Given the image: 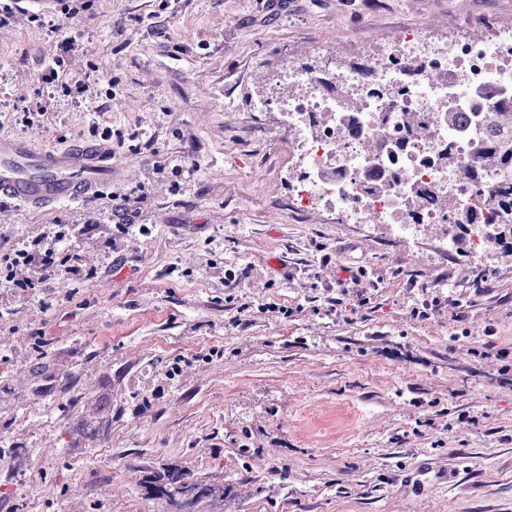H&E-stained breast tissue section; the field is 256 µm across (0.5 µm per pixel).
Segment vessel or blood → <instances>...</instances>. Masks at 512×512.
Here are the masks:
<instances>
[{
    "label": "vessel or blood",
    "mask_w": 512,
    "mask_h": 512,
    "mask_svg": "<svg viewBox=\"0 0 512 512\" xmlns=\"http://www.w3.org/2000/svg\"><path fill=\"white\" fill-rule=\"evenodd\" d=\"M116 166L108 138L62 149L0 133V198L26 210L53 211L103 194Z\"/></svg>",
    "instance_id": "1"
}]
</instances>
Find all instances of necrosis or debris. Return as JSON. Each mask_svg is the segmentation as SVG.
<instances>
[{
	"label": "necrosis or debris",
	"instance_id": "1",
	"mask_svg": "<svg viewBox=\"0 0 512 512\" xmlns=\"http://www.w3.org/2000/svg\"><path fill=\"white\" fill-rule=\"evenodd\" d=\"M487 25L493 31L489 40L463 33L441 39L423 28L405 30L365 68L290 67L286 81L307 89L288 101V125L305 160L292 186L296 208L324 205L344 224H394L407 240L414 225L453 223V213L435 202L445 193L463 210L476 212L481 223H498L490 193L512 183V172L483 170L475 186L454 175L456 167L475 165L483 147L464 133V126L476 111L489 112L512 100V25L493 19ZM408 112L430 124V138L405 132L402 117ZM452 112L458 117L455 131L446 124ZM326 114L333 120L324 125L320 119ZM381 125L391 136L368 152ZM444 152L451 164L440 161ZM394 173L399 182L375 192V184ZM417 190L432 196L418 212L409 205Z\"/></svg>",
	"mask_w": 512,
	"mask_h": 512
}]
</instances>
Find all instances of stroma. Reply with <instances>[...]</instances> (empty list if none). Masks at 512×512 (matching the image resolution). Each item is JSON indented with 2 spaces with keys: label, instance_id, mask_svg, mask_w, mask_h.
<instances>
[{
  "label": "stroma",
  "instance_id": "35a3bbf8",
  "mask_svg": "<svg viewBox=\"0 0 512 512\" xmlns=\"http://www.w3.org/2000/svg\"><path fill=\"white\" fill-rule=\"evenodd\" d=\"M94 11L0 26V133L61 148L108 128L120 164L89 204L0 203V255L76 224L82 264L25 292L0 286V431L28 450L0 457V512H176L144 487L174 465L224 490L190 512H512V257L448 252L444 224L406 242L391 224L292 210L303 160L281 109L296 62L359 63L413 27L482 36L484 16L512 21V0ZM63 35L77 44L68 80L99 96L43 82ZM40 95L53 112L14 124ZM259 97L273 106L257 111ZM166 161L189 174L158 173ZM269 302L291 315L261 312ZM106 415L103 453L84 427ZM22 483L24 499L8 495Z\"/></svg>",
  "mask_w": 512,
  "mask_h": 512
}]
</instances>
